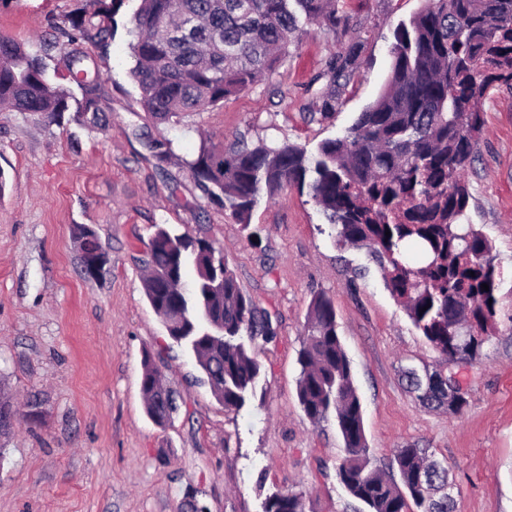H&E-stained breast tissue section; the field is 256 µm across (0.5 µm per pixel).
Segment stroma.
<instances>
[{
    "mask_svg": "<svg viewBox=\"0 0 512 512\" xmlns=\"http://www.w3.org/2000/svg\"><path fill=\"white\" fill-rule=\"evenodd\" d=\"M125 0L112 43L98 54L106 124L93 129L0 109V382L15 427L0 436V512H262L267 494H302L305 512H356L336 478L345 455L334 421L312 422L297 399L298 353L311 300L329 298L351 362L373 466L398 478L395 455L413 445L448 468L456 512H512V87L481 100L484 128L465 172L467 220L502 272L498 332L473 359L448 362L414 328L367 249L339 246L307 192L261 199L249 226L209 203L187 160L236 143H290L315 152L374 103L387 82L394 31L426 0H347L348 28L300 35L262 80L179 124L151 127L177 162L158 167L131 134L143 124L130 74ZM89 0H0V35L49 46L53 83L67 86L58 28ZM357 48L329 117L328 63ZM220 249L243 293L271 314L262 374L239 410L213 396L194 357L169 337L144 293L142 258L155 225ZM108 255L85 275L77 226ZM151 357L175 398L165 426L147 416L142 362ZM459 377L457 415L424 408L405 368Z\"/></svg>",
    "mask_w": 512,
    "mask_h": 512,
    "instance_id": "stroma-1",
    "label": "stroma"
}]
</instances>
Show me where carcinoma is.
Instances as JSON below:
<instances>
[{
	"instance_id": "cac0c4a2",
	"label": "carcinoma",
	"mask_w": 512,
	"mask_h": 512,
	"mask_svg": "<svg viewBox=\"0 0 512 512\" xmlns=\"http://www.w3.org/2000/svg\"><path fill=\"white\" fill-rule=\"evenodd\" d=\"M123 2L95 0L93 11L59 29L73 46L65 68L78 97L49 81L43 54L0 35V105L50 118L72 110L82 124L102 126L98 62L81 46L107 50ZM344 6L345 0H141L129 49L145 120L177 124L247 89L276 69L305 27L348 26ZM391 54L377 101L316 154L289 144L203 149L187 166L203 197L246 228L263 195L285 186L307 189L340 243L370 250L387 288L432 348L445 358L472 359L497 332L501 271L488 240L463 223L471 198L463 174L484 123L478 101L495 87L512 86V0H428L399 27ZM356 59L351 46L329 61L323 114L333 109ZM132 134L158 165L172 157L171 141L141 127ZM144 266L145 296L168 336L186 345L225 408H242L262 369L252 343L274 335L271 315L243 293L205 239L157 224ZM298 362L299 404L315 423L334 416L346 451L337 478L362 505L358 512H454L448 467L427 459L424 449L398 450V483L371 466L351 363L323 295L309 305ZM404 379L426 407L457 414L466 406L464 396L448 393L439 370L411 368ZM158 381L147 356L146 413L163 425L161 394L169 390ZM263 512H304L302 495L275 492Z\"/></svg>"
}]
</instances>
